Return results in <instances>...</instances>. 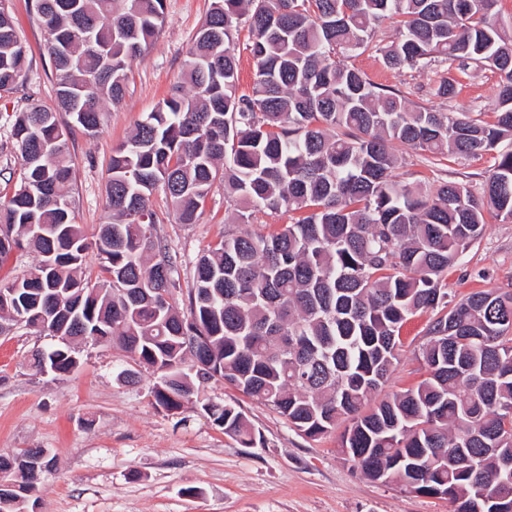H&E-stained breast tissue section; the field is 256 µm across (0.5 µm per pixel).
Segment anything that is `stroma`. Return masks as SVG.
I'll return each mask as SVG.
<instances>
[{"label": "stroma", "instance_id": "1", "mask_svg": "<svg viewBox=\"0 0 512 512\" xmlns=\"http://www.w3.org/2000/svg\"><path fill=\"white\" fill-rule=\"evenodd\" d=\"M212 0H164L165 22L154 44L128 70L119 108L109 110L96 134L74 129L70 149L76 177L71 186L77 223L94 231L107 222V169L112 149L132 132L181 79L192 40ZM6 8L28 48L29 66L15 90L0 93V202L14 194L22 173L12 138L13 114L33 103L54 105V64L45 49L35 0H8ZM397 37L393 20L375 28L374 44L353 53L350 65L371 82L401 91L412 103L435 109L492 112L497 75L489 69L462 77L454 101L432 96L433 72L387 67L379 45ZM494 164L493 154L459 158L444 168L427 154L408 152L398 173L402 180L439 178L480 190ZM150 209L158 235L178 257L179 289L172 303L187 305L194 264L225 234L243 232L230 223L224 183L215 181L198 223H176L169 200L155 192ZM448 297L459 300L482 289L512 291V224L491 223L449 271ZM429 315L412 317L402 330L403 351L386 388L396 390L420 379L423 365L415 352ZM22 326L0 333V455L27 448L46 449L51 461L29 494L22 512H453L439 497L417 496L395 485L364 479L339 453V436L312 441L291 430L273 409L227 387L222 379L204 383L200 401L173 414L157 406L156 377L136 368L115 343L80 346L78 366L67 374H33V350L51 345ZM124 369L135 380L121 377ZM236 404L261 442L243 447L224 434L200 402Z\"/></svg>", "mask_w": 512, "mask_h": 512}]
</instances>
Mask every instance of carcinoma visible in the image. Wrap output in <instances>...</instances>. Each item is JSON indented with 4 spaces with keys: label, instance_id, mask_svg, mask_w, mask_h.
I'll list each match as a JSON object with an SVG mask.
<instances>
[{
    "label": "carcinoma",
    "instance_id": "1",
    "mask_svg": "<svg viewBox=\"0 0 512 512\" xmlns=\"http://www.w3.org/2000/svg\"><path fill=\"white\" fill-rule=\"evenodd\" d=\"M499 0H212L183 81L113 148L105 208L88 240L68 188L71 125L87 133L125 96L127 71L164 23V0H36L54 59L56 108L15 113L23 173L0 204V269L32 251L36 264L0 278V321L59 343L33 367L78 365L71 343L118 341L158 375V406L174 412L216 376L277 411L311 440L336 431L344 460L371 481L448 498L454 512H512V292L453 303L446 276L485 224L512 223V32ZM385 18L400 36L378 48L392 69L442 56L433 95L450 101L457 75L488 67L497 106L482 113L414 106L343 63ZM252 36L251 91L238 88L234 34ZM28 50L0 0V91L15 88ZM72 124H63L59 113ZM498 152L481 192L395 179L403 151L441 165ZM234 223L254 210L299 213L267 233L226 235L195 262L188 309L171 303L177 257L154 234L158 189L179 224H195L216 179ZM104 277L82 278L89 251ZM433 314L425 373L372 402L402 350L412 316ZM202 410L242 446L257 444L228 403ZM34 459L6 476L0 512H20L38 478Z\"/></svg>",
    "mask_w": 512,
    "mask_h": 512
}]
</instances>
